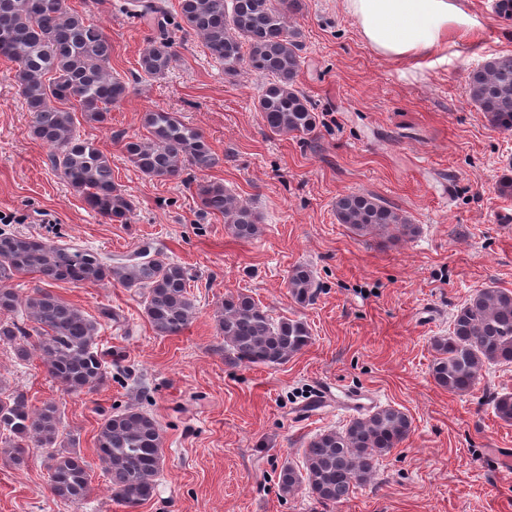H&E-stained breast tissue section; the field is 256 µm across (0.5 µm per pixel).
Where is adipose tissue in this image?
<instances>
[{"label": "adipose tissue", "instance_id": "1", "mask_svg": "<svg viewBox=\"0 0 512 512\" xmlns=\"http://www.w3.org/2000/svg\"><path fill=\"white\" fill-rule=\"evenodd\" d=\"M346 9L365 42L393 60L445 50L454 37L477 28L460 0H346Z\"/></svg>", "mask_w": 512, "mask_h": 512}]
</instances>
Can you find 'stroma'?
<instances>
[{
  "instance_id": "35a3bbf8",
  "label": "stroma",
  "mask_w": 512,
  "mask_h": 512,
  "mask_svg": "<svg viewBox=\"0 0 512 512\" xmlns=\"http://www.w3.org/2000/svg\"><path fill=\"white\" fill-rule=\"evenodd\" d=\"M125 0H68L101 24L112 71L129 85L103 127L76 118V131L112 158V177L131 196L129 223L89 210L47 161L30 132L12 63L0 59V217L12 231L51 244L73 242L124 258L144 245L189 268L197 306L179 334L156 335L138 291L57 282L52 291L100 318V349L112 376L94 391L65 392L40 358L18 359L0 345V384L26 393L32 408L56 402L65 431L89 466L92 492L65 502L48 486L47 451L24 465L0 459V512H128L112 497L96 448L106 414L134 408L163 432L155 496L136 512H512V424L493 397L512 393V366L489 365L470 392L451 395L430 373L434 338L480 288L512 289V133L493 127L466 91L487 58L512 52V19L493 0H464L476 35L458 37L446 56L397 62L373 51L345 0H303L290 18L301 33L299 87L316 127L274 135L255 106L262 82H230L200 38L173 32L178 60L161 79L137 74V60L161 29L131 20ZM182 113L220 157L204 173L149 180L123 144L144 135V112ZM212 181L250 203L263 232L243 241L220 215L201 211L197 186ZM369 193L417 224L415 237L353 234L336 221L338 196ZM297 265L316 280L313 302L296 303L286 283ZM245 293L275 317L304 322L307 347L276 366L228 361L215 312ZM115 320L101 319L104 310ZM374 391L378 405L412 419L409 436L382 457L350 498L325 505L306 492L281 495L280 469L302 462L316 434L339 429L350 412L331 408L299 420L320 380Z\"/></svg>"
}]
</instances>
